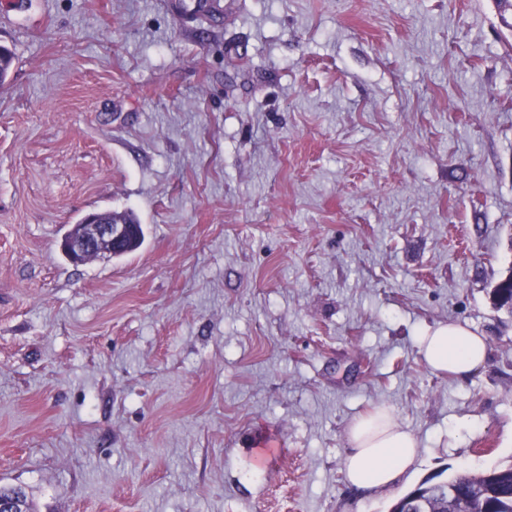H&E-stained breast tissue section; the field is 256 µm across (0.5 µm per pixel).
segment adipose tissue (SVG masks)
<instances>
[{
    "mask_svg": "<svg viewBox=\"0 0 512 512\" xmlns=\"http://www.w3.org/2000/svg\"><path fill=\"white\" fill-rule=\"evenodd\" d=\"M421 353L431 369L463 380L484 365L488 339L458 324L442 325L424 334ZM348 441L346 478L361 490L391 486L418 458L416 437L382 410L353 423Z\"/></svg>",
    "mask_w": 512,
    "mask_h": 512,
    "instance_id": "ef3b65f1",
    "label": "adipose tissue"
}]
</instances>
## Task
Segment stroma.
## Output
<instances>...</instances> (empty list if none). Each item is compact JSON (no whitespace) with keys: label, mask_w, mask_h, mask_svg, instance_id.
Returning <instances> with one entry per match:
<instances>
[{"label":"stroma","mask_w":512,"mask_h":512,"mask_svg":"<svg viewBox=\"0 0 512 512\" xmlns=\"http://www.w3.org/2000/svg\"><path fill=\"white\" fill-rule=\"evenodd\" d=\"M0 488L33 512H388L512 462L495 0H0ZM141 248L73 263L89 211ZM487 336L458 380L425 329ZM419 458L345 480L351 422ZM348 441L346 478L349 485L361 490L391 486L418 458L416 437L382 410L353 423Z\"/></svg>","instance_id":"35a3bbf8"}]
</instances>
